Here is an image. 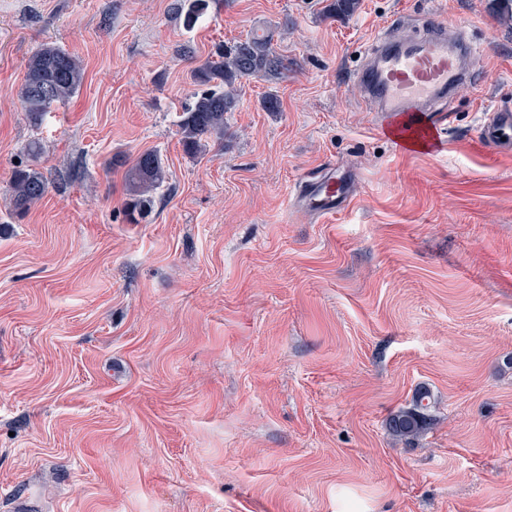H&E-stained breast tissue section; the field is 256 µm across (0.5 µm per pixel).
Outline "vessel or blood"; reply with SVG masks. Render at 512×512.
I'll return each mask as SVG.
<instances>
[{
	"label": "vessel or blood",
	"mask_w": 512,
	"mask_h": 512,
	"mask_svg": "<svg viewBox=\"0 0 512 512\" xmlns=\"http://www.w3.org/2000/svg\"><path fill=\"white\" fill-rule=\"evenodd\" d=\"M447 24L434 19L432 30L405 42L377 44L362 73V81L378 126L397 138L401 147L413 150L433 141L435 132L449 121L440 102L466 83L479 54L465 34L448 40ZM479 134L488 146L512 149V109L501 108L482 123ZM355 177L342 168L321 180L302 184L297 201L316 204V212L328 216L345 210L354 197Z\"/></svg>",
	"instance_id": "obj_1"
}]
</instances>
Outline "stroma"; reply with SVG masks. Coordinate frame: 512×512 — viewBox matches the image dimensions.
Returning <instances> with one entry per match:
<instances>
[{
  "mask_svg": "<svg viewBox=\"0 0 512 512\" xmlns=\"http://www.w3.org/2000/svg\"><path fill=\"white\" fill-rule=\"evenodd\" d=\"M176 2L0 0V487L28 512H512V151L478 136L512 106V23L491 0H226L189 29ZM436 14L480 68L443 150L406 154L357 73ZM263 30L287 76L242 82L223 142L186 154L182 48ZM47 44L84 79L35 123ZM146 150L168 180L133 224L110 162ZM336 164L350 207H298ZM18 165L48 182L20 217ZM423 389L428 429L392 437Z\"/></svg>",
  "mask_w": 512,
  "mask_h": 512,
  "instance_id": "stroma-1",
  "label": "stroma"
}]
</instances>
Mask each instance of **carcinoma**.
Masks as SVG:
<instances>
[{
	"label": "carcinoma",
	"mask_w": 512,
	"mask_h": 512,
	"mask_svg": "<svg viewBox=\"0 0 512 512\" xmlns=\"http://www.w3.org/2000/svg\"><path fill=\"white\" fill-rule=\"evenodd\" d=\"M219 0H177L176 13L183 17L186 27L195 26ZM360 0H330L326 17L354 12ZM288 73V59L273 46L270 33H253L230 46L216 44L205 59L191 70V80L199 87L192 101L184 106L179 128L185 153L199 155L206 151L204 139H224V114L239 105L238 87L254 77L280 79ZM84 71L80 61L63 49L44 45L29 59L24 83L19 92L24 112L38 121L55 103L69 100L83 82ZM124 172L125 207L136 222L151 205L149 194L162 187L167 179L165 165L157 152L140 153ZM47 190L43 174L30 167L15 170L11 177V203L18 213L28 211L40 201ZM429 392L421 391L410 408H402L390 415L386 427L397 439H410L423 433L429 424L428 405L424 400Z\"/></svg>",
	"instance_id": "1"
}]
</instances>
